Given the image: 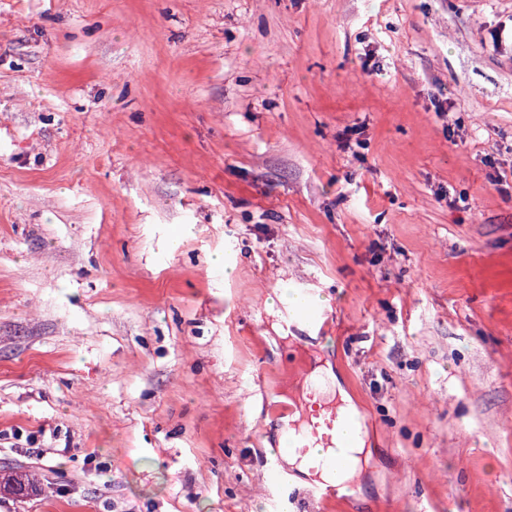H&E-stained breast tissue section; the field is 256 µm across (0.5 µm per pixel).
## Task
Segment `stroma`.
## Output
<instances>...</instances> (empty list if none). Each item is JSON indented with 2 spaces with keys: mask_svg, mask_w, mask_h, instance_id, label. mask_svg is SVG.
<instances>
[{
  "mask_svg": "<svg viewBox=\"0 0 512 512\" xmlns=\"http://www.w3.org/2000/svg\"><path fill=\"white\" fill-rule=\"evenodd\" d=\"M316 359L327 512H512V0H0V512H274ZM311 380H320L326 386V394L330 399H338L342 403V408L348 412L353 418V424L350 427L352 438L357 446L356 451L362 454L364 450V439L361 422L359 420L358 411L352 403L350 397L342 390L340 384L332 374L331 369L317 368L310 375Z\"/></svg>",
  "mask_w": 512,
  "mask_h": 512,
  "instance_id": "1",
  "label": "stroma"
}]
</instances>
